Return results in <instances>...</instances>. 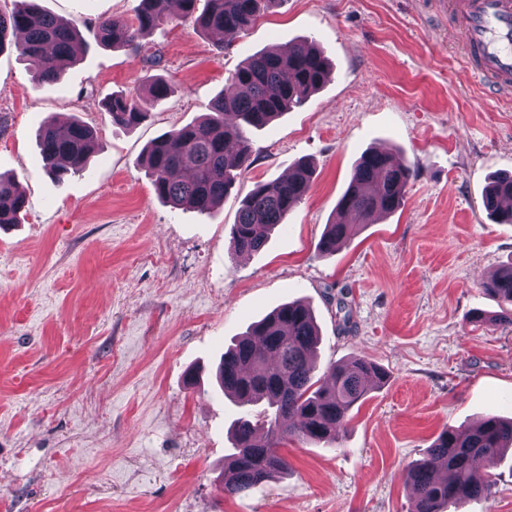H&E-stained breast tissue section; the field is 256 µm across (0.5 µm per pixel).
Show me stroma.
<instances>
[{
    "instance_id": "stroma-1",
    "label": "stroma",
    "mask_w": 512,
    "mask_h": 512,
    "mask_svg": "<svg viewBox=\"0 0 512 512\" xmlns=\"http://www.w3.org/2000/svg\"><path fill=\"white\" fill-rule=\"evenodd\" d=\"M443 0H282L218 41L173 21L137 50L100 44V21L140 0H41L76 23L77 59L35 84L0 52V173L27 206L0 228V512H407L406 467L444 430L512 417V326L482 283L512 263V224L485 210L490 177L512 174V95L489 98L463 62ZM314 41L332 69L309 100L250 134L251 164L212 213L156 197L147 145L207 112L249 56ZM171 91L114 126L112 95L150 57ZM79 118L98 149L64 180L46 171L44 121ZM414 176L404 206L334 254L315 245L367 150ZM310 161L314 180L261 251L228 252L240 201ZM308 304L316 373L358 356L369 388L336 443L289 442L290 469L224 493L230 430L243 410L215 371L249 325ZM491 500L448 512H512V452L490 470Z\"/></svg>"
}]
</instances>
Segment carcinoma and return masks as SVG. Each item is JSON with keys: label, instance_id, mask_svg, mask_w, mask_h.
Returning <instances> with one entry per match:
<instances>
[{"label": "carcinoma", "instance_id": "cac0c4a2", "mask_svg": "<svg viewBox=\"0 0 512 512\" xmlns=\"http://www.w3.org/2000/svg\"><path fill=\"white\" fill-rule=\"evenodd\" d=\"M171 2L140 0L133 19L101 21L100 42L135 49L143 35L175 18L190 20L203 32H241L281 0H178L175 17L169 13ZM78 39L74 24L46 12L38 0H14L10 11L0 10V51L15 45L30 62L37 83L58 79L74 61ZM328 75L329 63L311 40L296 43L286 52L276 48L248 57L233 73L232 89L220 93L198 122L162 135L146 147L145 167L156 196L200 213L212 210L251 164L249 132L268 126L306 101ZM142 91L161 100L169 86L157 76L137 77L132 91L114 95L107 103L112 124L132 128L144 121L146 113L138 96ZM38 140L45 166L59 180L85 167L96 148L94 131L78 120L63 128L55 122L45 123ZM312 175L311 165L301 162L293 165L288 178L256 185L242 200L231 226L230 254L260 251L271 231L283 225L307 194ZM412 177V169L390 153H364L337 203L340 220L327 225L316 252H336L360 225L400 209ZM504 200L512 201V176L493 179L483 195L484 207L498 223L512 224V205L502 207ZM25 207V197L13 178L0 175V226L18 223ZM482 287L512 307V265L484 281ZM318 336L309 307L285 303L224 352L216 371L220 390L240 407L267 404L258 415L246 414L235 421L234 453L224 459V494H245L288 471V461L279 448L289 439L336 442L339 430L350 421L352 408L366 395L367 382L383 383L385 373L361 357L332 364L330 382L314 381ZM507 450H512V418L488 416L474 427L442 432L425 457L404 472L413 493L409 512H446L448 506L464 499L492 498L493 481L477 475L474 463L480 460L492 468Z\"/></svg>", "mask_w": 512, "mask_h": 512}]
</instances>
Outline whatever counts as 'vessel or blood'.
Masks as SVG:
<instances>
[{
    "instance_id": "vessel-or-blood-1",
    "label": "vessel or blood",
    "mask_w": 512,
    "mask_h": 512,
    "mask_svg": "<svg viewBox=\"0 0 512 512\" xmlns=\"http://www.w3.org/2000/svg\"><path fill=\"white\" fill-rule=\"evenodd\" d=\"M467 63L494 90L512 89V0H448Z\"/></svg>"
}]
</instances>
